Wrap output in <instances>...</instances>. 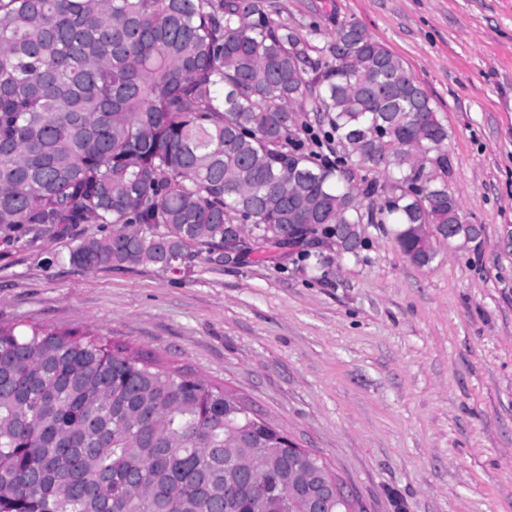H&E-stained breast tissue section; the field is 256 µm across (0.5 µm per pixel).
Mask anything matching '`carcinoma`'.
<instances>
[{
    "mask_svg": "<svg viewBox=\"0 0 512 512\" xmlns=\"http://www.w3.org/2000/svg\"><path fill=\"white\" fill-rule=\"evenodd\" d=\"M328 52L311 58L254 0H0V238L99 224L69 265L164 273L231 233L357 247L361 225L391 224L419 266L433 235L479 239L448 190V126L406 62L356 20ZM308 98L342 147L331 164L297 139ZM282 433L99 333L0 326V512H224L213 491L234 459L269 487L236 512H289L282 476L321 463Z\"/></svg>",
    "mask_w": 512,
    "mask_h": 512,
    "instance_id": "1",
    "label": "carcinoma"
}]
</instances>
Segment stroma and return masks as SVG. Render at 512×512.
Instances as JSON below:
<instances>
[{
    "instance_id": "stroma-1",
    "label": "stroma",
    "mask_w": 512,
    "mask_h": 512,
    "mask_svg": "<svg viewBox=\"0 0 512 512\" xmlns=\"http://www.w3.org/2000/svg\"><path fill=\"white\" fill-rule=\"evenodd\" d=\"M325 57L359 21L448 127V189L484 232L414 265L387 224L316 271L236 263L86 272L70 240L0 241V323L86 326L236 392L323 457L361 512H512V0H261Z\"/></svg>"
}]
</instances>
